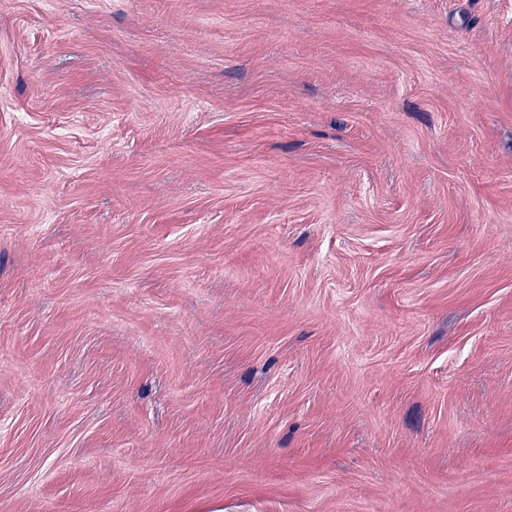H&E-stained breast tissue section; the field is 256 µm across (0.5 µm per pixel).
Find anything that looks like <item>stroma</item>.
<instances>
[{
    "label": "stroma",
    "instance_id": "stroma-1",
    "mask_svg": "<svg viewBox=\"0 0 512 512\" xmlns=\"http://www.w3.org/2000/svg\"><path fill=\"white\" fill-rule=\"evenodd\" d=\"M0 512H512V0H0Z\"/></svg>",
    "mask_w": 512,
    "mask_h": 512
}]
</instances>
